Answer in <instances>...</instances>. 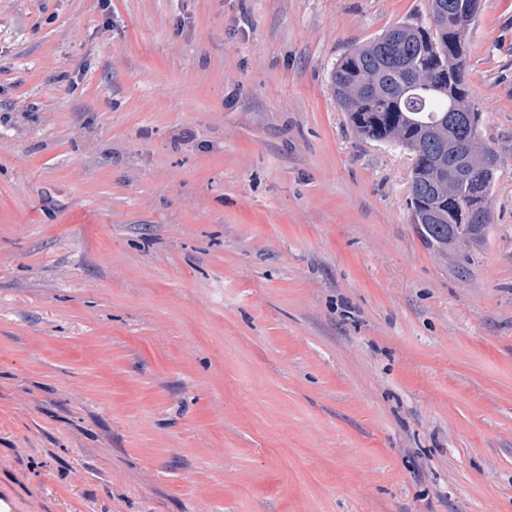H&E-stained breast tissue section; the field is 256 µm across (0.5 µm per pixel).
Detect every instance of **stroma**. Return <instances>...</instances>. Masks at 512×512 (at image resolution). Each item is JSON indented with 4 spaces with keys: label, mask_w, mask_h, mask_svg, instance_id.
I'll list each match as a JSON object with an SVG mask.
<instances>
[{
    "label": "stroma",
    "mask_w": 512,
    "mask_h": 512,
    "mask_svg": "<svg viewBox=\"0 0 512 512\" xmlns=\"http://www.w3.org/2000/svg\"><path fill=\"white\" fill-rule=\"evenodd\" d=\"M481 4L499 164L461 281L412 154L330 89L428 0H0L18 512H512V0Z\"/></svg>",
    "instance_id": "35a3bbf8"
}]
</instances>
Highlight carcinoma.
<instances>
[{"instance_id":"1","label":"carcinoma","mask_w":512,"mask_h":512,"mask_svg":"<svg viewBox=\"0 0 512 512\" xmlns=\"http://www.w3.org/2000/svg\"><path fill=\"white\" fill-rule=\"evenodd\" d=\"M478 12L473 0H429L427 24L392 26L342 56L331 76L359 135L413 155V224L459 279L487 243L498 163L467 79L466 35Z\"/></svg>"}]
</instances>
